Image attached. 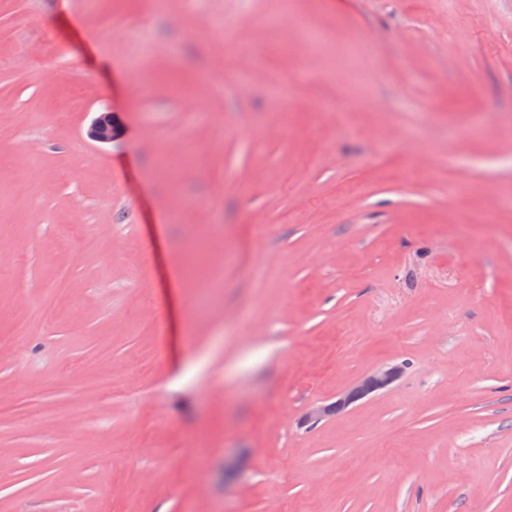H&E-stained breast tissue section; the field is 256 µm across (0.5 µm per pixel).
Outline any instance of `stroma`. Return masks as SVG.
I'll use <instances>...</instances> for the list:
<instances>
[{"label": "stroma", "instance_id": "1", "mask_svg": "<svg viewBox=\"0 0 512 512\" xmlns=\"http://www.w3.org/2000/svg\"><path fill=\"white\" fill-rule=\"evenodd\" d=\"M1 400L0 512H512V0H0ZM118 132L117 125L112 121V113L104 112L92 121L87 136L94 142L107 144L117 137ZM403 365H384L360 377L336 401L310 407L303 415L304 424L315 425L324 418L345 411L356 402L391 386L402 373Z\"/></svg>", "mask_w": 512, "mask_h": 512}]
</instances>
